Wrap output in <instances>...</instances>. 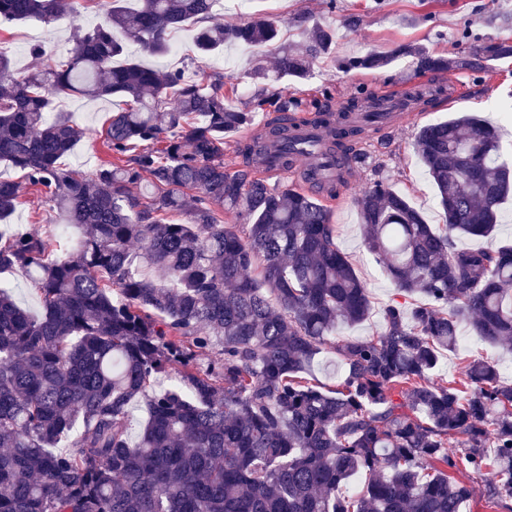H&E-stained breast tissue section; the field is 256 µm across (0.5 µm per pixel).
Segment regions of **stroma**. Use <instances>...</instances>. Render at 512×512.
Listing matches in <instances>:
<instances>
[{"label": "stroma", "instance_id": "obj_1", "mask_svg": "<svg viewBox=\"0 0 512 512\" xmlns=\"http://www.w3.org/2000/svg\"><path fill=\"white\" fill-rule=\"evenodd\" d=\"M73 5L72 14L46 25L36 20L25 22L0 21V47L8 51L18 72L52 66L66 57L83 32L100 23L105 6L100 0H67ZM217 10L225 24L246 23L256 14L277 21L281 36L289 42L300 36L289 24L300 13L311 14L333 33L331 54L315 62L307 80L288 82L289 91L307 94L322 86L335 87L333 110H341L356 88L369 92L380 86L401 84H444L446 79L459 81L464 94L454 100L440 95L435 105L424 108L420 116L407 115L396 125L371 132L357 148L368 157L365 167L348 171L345 184L339 189L341 197L332 209L336 226V243L353 264L357 275L368 289L370 313L355 326L340 328L341 338L374 335L378 330L385 307L397 297V291L387 273L383 260L370 254L363 243V227L355 203L357 193L381 180L404 194L428 223L441 225V210L434 187L419 161L415 150V135L426 124L444 122L463 113L478 115L500 127L503 140L512 143V126L505 125L503 109L512 106V59L485 65L482 71L467 69L450 71L448 77L431 74L413 76L411 59L403 55L402 47L420 44L433 54L457 57L466 51L463 31H470L483 41L512 40V0H336L335 11H326L323 0H250L247 9L236 7L233 0H219ZM194 29L174 33L171 53L159 58L144 57L138 46L128 45L129 59L147 61L160 70H171L192 63L205 73L223 71L233 76L237 91L226 94L229 104L246 101L254 86L248 71L256 64L270 67L274 57L267 48H252L244 44L226 46L219 56H197L194 48ZM41 46L42 56L30 55L32 46ZM390 53L394 59L386 68L345 72L339 69L341 60L369 52ZM121 97L112 95L90 98L75 94L55 104L70 121L86 130L85 138L77 142L64 156L66 166L84 174L98 169L110 156L104 145V134L113 112L121 110ZM0 179H9L19 186V202L8 217L12 226L48 235L58 240L60 256H69L81 235L75 225L59 223L48 202L29 190L25 174L11 164L0 162ZM481 356L495 362L500 379L512 383V347L492 346L479 339L469 325H462L455 350L441 352L430 374L436 385L461 382L467 360Z\"/></svg>", "mask_w": 512, "mask_h": 512}]
</instances>
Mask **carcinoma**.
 <instances>
[{
    "mask_svg": "<svg viewBox=\"0 0 512 512\" xmlns=\"http://www.w3.org/2000/svg\"><path fill=\"white\" fill-rule=\"evenodd\" d=\"M215 5L111 0L68 58L20 78L0 51V161L24 171L64 223L83 226L64 259L50 236L0 232V272L29 273L42 306L34 316L0 285V512H461L476 490L451 475L460 461L493 468L488 503L512 500V385L481 358L464 366L463 389L428 379L437 352L456 349L463 320L488 343L512 340V245L454 242L490 238L512 196L499 135L472 115L418 130L441 229L384 182L361 193L365 247L387 261L398 294L429 303L390 304L376 335L334 340L367 318V288L336 245L329 208L270 186L260 163L277 147L290 166L292 130L317 125L347 168L363 167L354 145L368 129L348 113L383 104L361 88L337 114L327 88L308 98L269 90L306 79L333 34L300 14V48L266 17L224 26ZM66 14L63 0H0V19ZM186 24L204 55L275 47L272 73L249 74L263 84L248 103L225 104L221 73L115 65L128 43L166 54ZM406 54L417 75L477 71L512 58V42L478 39L452 59L422 46ZM390 63L371 53L340 68ZM73 93L127 105L106 130L112 159L90 175L60 162L84 130L48 117ZM256 112L277 116L239 149L242 166L224 165L225 135L252 128ZM18 193L0 180V220ZM175 213L186 222L170 221ZM224 213L244 224L224 223ZM325 346L344 369L333 389L304 377ZM211 350L217 358L197 362ZM174 370L189 391L162 385ZM138 401L147 418L134 441L128 408ZM357 473L363 492L342 496Z\"/></svg>",
    "mask_w": 512,
    "mask_h": 512,
    "instance_id": "cac0c4a2",
    "label": "carcinoma"
}]
</instances>
